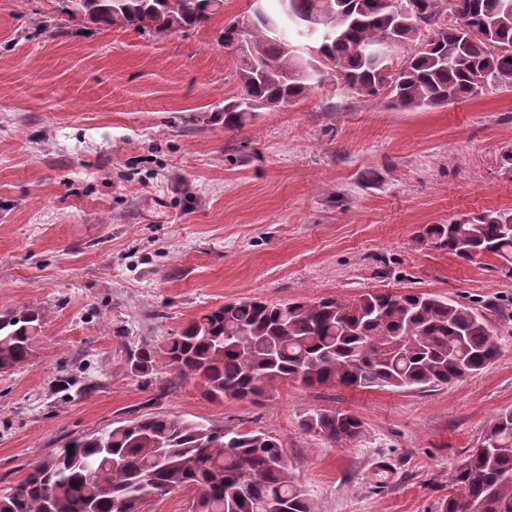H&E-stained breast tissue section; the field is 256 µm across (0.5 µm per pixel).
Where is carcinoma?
Returning <instances> with one entry per match:
<instances>
[{
    "instance_id": "cac0c4a2",
    "label": "carcinoma",
    "mask_w": 512,
    "mask_h": 512,
    "mask_svg": "<svg viewBox=\"0 0 512 512\" xmlns=\"http://www.w3.org/2000/svg\"><path fill=\"white\" fill-rule=\"evenodd\" d=\"M57 0V19L119 25L142 35L176 34L207 23L224 0ZM266 16L280 30L318 17L333 36L317 41L274 38L265 22L245 35L234 100L224 126L254 111H276L324 79L363 97L389 91L402 107H437L473 98L492 82L512 81V0H455L466 26L441 25L447 0H273ZM431 29L421 37V29ZM389 36L403 52L384 76L364 48ZM512 212L486 211L462 222L431 224L420 241L463 260L493 254L512 263ZM31 307L0 314V372L29 360L41 332ZM498 353L484 317L448 297L419 292H366L349 299L269 303L242 299L202 312L154 348L128 357L133 374L160 363L194 380L210 401L260 403L275 383L421 390L487 368ZM303 429L332 446L357 440L362 421L343 411L317 412ZM193 490L189 512H317L296 480L285 448L260 431L239 432L200 421L145 414L111 430L76 438L0 489V512H140L149 499ZM438 512H512V411L487 425L452 478Z\"/></svg>"
}]
</instances>
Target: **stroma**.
Segmentation results:
<instances>
[{
  "instance_id": "stroma-1",
  "label": "stroma",
  "mask_w": 512,
  "mask_h": 512,
  "mask_svg": "<svg viewBox=\"0 0 512 512\" xmlns=\"http://www.w3.org/2000/svg\"><path fill=\"white\" fill-rule=\"evenodd\" d=\"M254 0H224L170 36L73 21L50 0H0V312L42 315L31 359L0 373V489L71 440L144 414L258 430L285 448L319 512H436L488 422L512 410V265L420 243L427 224L512 212V83L401 108L325 81L239 128L217 120L238 58L219 37ZM368 291L446 296L498 338L482 372L423 392L274 384L211 402L129 353L202 312ZM355 414L334 447L306 416ZM394 474L376 488L378 465Z\"/></svg>"
}]
</instances>
